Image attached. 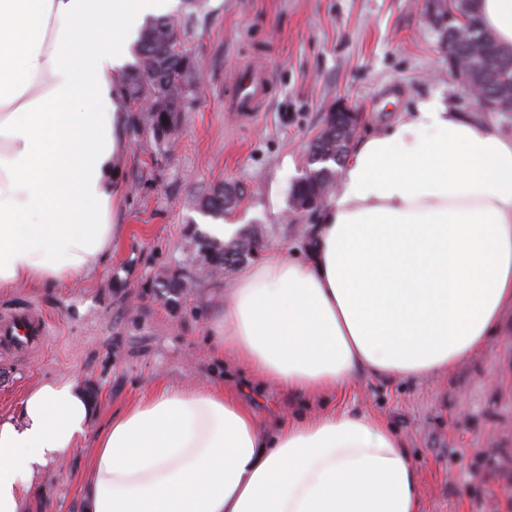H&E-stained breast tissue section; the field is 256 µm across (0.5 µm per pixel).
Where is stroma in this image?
<instances>
[{
    "mask_svg": "<svg viewBox=\"0 0 512 512\" xmlns=\"http://www.w3.org/2000/svg\"><path fill=\"white\" fill-rule=\"evenodd\" d=\"M431 12V0H178L172 14L189 22L195 69L174 140L155 139L148 113L130 100L119 106L128 115L116 204L124 236L92 276L0 294V311L30 302L53 321L42 357L16 363L0 387V419L19 415L31 386L70 376L93 405L87 436L36 477L24 512H81L97 431L159 382L224 385L266 431L334 409L383 420L420 467L422 512H512V309L500 334L447 375H364L345 394L299 398L210 350V322L237 270L198 273L176 305L157 287L195 255L194 229L209 221L199 200L222 183L244 192L225 223L262 234L259 254L244 265L308 243L318 213L292 209L291 188L338 101L362 112V138L433 98L512 136V112L484 110L450 73ZM251 69L268 74L265 100L259 111H234L228 103Z\"/></svg>",
    "mask_w": 512,
    "mask_h": 512,
    "instance_id": "obj_1",
    "label": "stroma"
}]
</instances>
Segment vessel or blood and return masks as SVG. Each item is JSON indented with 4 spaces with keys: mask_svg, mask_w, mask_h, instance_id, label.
Returning a JSON list of instances; mask_svg holds the SVG:
<instances>
[{
    "mask_svg": "<svg viewBox=\"0 0 512 512\" xmlns=\"http://www.w3.org/2000/svg\"><path fill=\"white\" fill-rule=\"evenodd\" d=\"M267 74L250 72L232 106L239 112L258 111L264 102ZM51 321L34 304L25 303L0 312V364L11 367L18 361H31L42 352L49 339Z\"/></svg>",
    "mask_w": 512,
    "mask_h": 512,
    "instance_id": "b4317fda",
    "label": "vessel or blood"
}]
</instances>
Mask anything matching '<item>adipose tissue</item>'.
I'll use <instances>...</instances> for the list:
<instances>
[{"label":"adipose tissue","mask_w":512,"mask_h":512,"mask_svg":"<svg viewBox=\"0 0 512 512\" xmlns=\"http://www.w3.org/2000/svg\"><path fill=\"white\" fill-rule=\"evenodd\" d=\"M512 47V0H475ZM166 0H0V291L95 274L115 223L128 48ZM312 244L240 270L213 350L294 397L419 381L485 347L512 306V137L439 100L360 141ZM71 379L0 419V512L85 436ZM84 512H422L382 421L329 411L260 431L224 387L158 383L95 436Z\"/></svg>","instance_id":"1"}]
</instances>
